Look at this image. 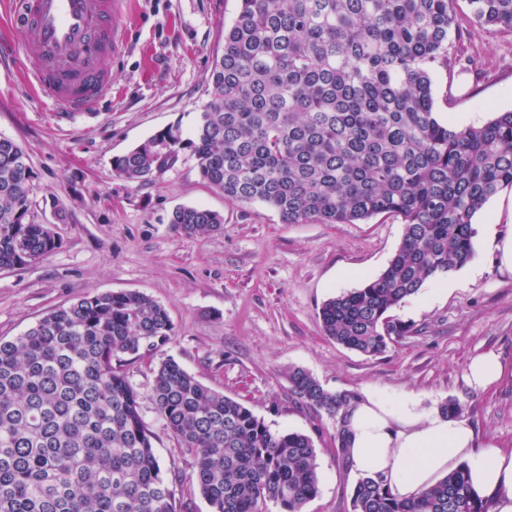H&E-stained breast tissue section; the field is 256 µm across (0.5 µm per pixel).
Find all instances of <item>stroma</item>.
Segmentation results:
<instances>
[{"label":"stroma","mask_w":512,"mask_h":512,"mask_svg":"<svg viewBox=\"0 0 512 512\" xmlns=\"http://www.w3.org/2000/svg\"><path fill=\"white\" fill-rule=\"evenodd\" d=\"M238 0H129L127 51L109 60L112 94L95 116L56 118L28 82L36 60H0V135L25 148L34 172L37 221L51 206L64 219L61 245L46 258L0 270V338L26 331L46 311L80 297L138 291L162 304L174 325L156 360L174 358L212 390L232 397L273 430L309 435L319 492L304 512H350L356 478L339 461L340 421L294 403L288 370L310 372L330 391L391 399L415 395L440 407L455 399L480 440L512 449V270L476 245L471 262L428 281L393 314L411 331L381 355L348 350L324 335L322 304L376 278L396 252L403 224L376 217L357 224H285L256 202L226 200L181 157L146 183L129 182L112 160L156 131L193 128L207 99L212 59L224 45ZM461 40L448 46L454 72L433 76L437 117L478 126L512 111V31L487 33L458 0ZM180 205L224 216L220 231L189 236L172 225ZM497 354L506 367L493 388L465 383L469 360ZM130 380L155 435V452L182 476L186 512H210L193 469L156 415L148 363L129 364Z\"/></svg>","instance_id":"1"}]
</instances>
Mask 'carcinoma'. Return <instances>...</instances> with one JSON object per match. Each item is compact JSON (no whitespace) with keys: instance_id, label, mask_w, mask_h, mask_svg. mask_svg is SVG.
Returning <instances> with one entry per match:
<instances>
[{"instance_id":"1","label":"carcinoma","mask_w":512,"mask_h":512,"mask_svg":"<svg viewBox=\"0 0 512 512\" xmlns=\"http://www.w3.org/2000/svg\"><path fill=\"white\" fill-rule=\"evenodd\" d=\"M456 0H240L213 60L208 100L190 136L163 128L112 159L117 176L147 182L163 156L193 160L207 186L272 207L285 224L404 226L376 278L325 301L326 336L366 356L411 331L392 310L431 278L475 255L473 218L512 188V111L481 126L435 116L432 75L455 66ZM470 19L512 31V0H467ZM34 172L0 136V268L59 246L31 217ZM189 235L224 216L179 206ZM174 335L166 309L136 291L84 296L0 339V512H180L125 366ZM296 401L346 416L355 397L309 372H288ZM152 401L211 512H304L318 493L310 436L273 431L243 403L202 384L175 359L156 369ZM352 512H487L460 467L402 500L362 475Z\"/></svg>"}]
</instances>
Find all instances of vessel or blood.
I'll return each mask as SVG.
<instances>
[{"label": "vessel or blood", "mask_w": 512, "mask_h": 512, "mask_svg": "<svg viewBox=\"0 0 512 512\" xmlns=\"http://www.w3.org/2000/svg\"><path fill=\"white\" fill-rule=\"evenodd\" d=\"M18 53L36 59L32 80L61 112H90L112 93L108 59L125 51L123 0H20Z\"/></svg>", "instance_id": "b4317fda"}]
</instances>
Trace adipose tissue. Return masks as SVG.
Masks as SVG:
<instances>
[{"mask_svg": "<svg viewBox=\"0 0 512 512\" xmlns=\"http://www.w3.org/2000/svg\"><path fill=\"white\" fill-rule=\"evenodd\" d=\"M346 430L352 471L383 476L399 497L418 496L463 463L488 512H512V451L477 446L467 420L373 393L352 405Z\"/></svg>", "mask_w": 512, "mask_h": 512, "instance_id": "1", "label": "adipose tissue"}]
</instances>
